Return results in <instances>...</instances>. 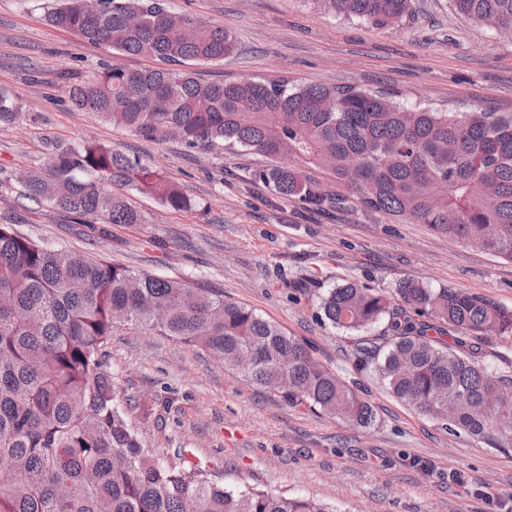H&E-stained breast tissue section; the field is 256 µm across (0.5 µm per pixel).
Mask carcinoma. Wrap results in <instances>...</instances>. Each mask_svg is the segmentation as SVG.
<instances>
[{"label":"carcinoma","mask_w":512,"mask_h":512,"mask_svg":"<svg viewBox=\"0 0 512 512\" xmlns=\"http://www.w3.org/2000/svg\"><path fill=\"white\" fill-rule=\"evenodd\" d=\"M376 26L402 20L411 0H311ZM455 11L512 36V0H452ZM46 21L93 45L164 63L104 68L69 89L76 110L153 141L227 146L266 157L255 178L309 209L336 195L302 171H331L361 207L458 238L512 261V115L439 112L381 90L296 87L288 79L205 83L179 68L232 53L231 34L164 0H56ZM21 107L0 90V124ZM29 199L80 224H139L125 192L191 206L179 184L120 150L87 142L59 149L24 177ZM0 512H337L312 497L235 491L195 466L149 456L104 368L102 347L133 324L199 346L248 381L362 428L371 404L310 347L248 306L188 282L135 272L73 250H49L0 225ZM321 320L360 334L357 371L454 435L512 447V374L479 360L486 331L512 335V309L460 288L406 280L392 291L345 282L326 291ZM385 324L386 345L364 336Z\"/></svg>","instance_id":"obj_1"}]
</instances>
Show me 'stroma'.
Returning <instances> with one entry per match:
<instances>
[{
	"label": "stroma",
	"instance_id": "obj_1",
	"mask_svg": "<svg viewBox=\"0 0 512 512\" xmlns=\"http://www.w3.org/2000/svg\"><path fill=\"white\" fill-rule=\"evenodd\" d=\"M224 28L235 49L197 63L209 81L288 77L293 85L387 89L447 112L512 113V39L455 13L451 0H412L401 22L348 20L311 0H165ZM46 0H0V89L21 116L0 125V224L48 249L77 250L157 277H178L254 308L340 371L377 413L350 426L250 383L207 351L131 324L103 348L127 417L147 453L209 470L231 489L311 496L338 512H512V448L447 430L356 372L349 333L320 321L321 295L348 280L392 289L416 279L462 288L512 309V262L423 224L345 202L319 211L256 180L264 158L151 142L71 111L74 78L121 64L152 66L82 41L44 18ZM96 141L177 182L173 211L129 193L138 224H78L22 200V175L60 148Z\"/></svg>",
	"mask_w": 512,
	"mask_h": 512
}]
</instances>
